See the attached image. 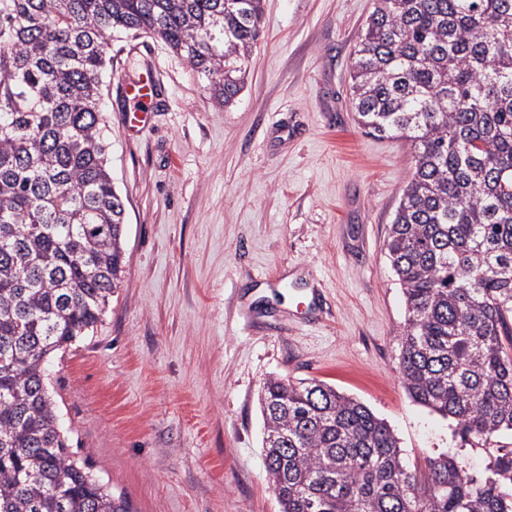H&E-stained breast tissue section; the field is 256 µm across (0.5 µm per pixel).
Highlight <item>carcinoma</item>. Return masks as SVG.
<instances>
[{"mask_svg":"<svg viewBox=\"0 0 512 512\" xmlns=\"http://www.w3.org/2000/svg\"><path fill=\"white\" fill-rule=\"evenodd\" d=\"M263 0H0V512H131L69 450L47 365L102 321L125 259L104 78L115 32L163 42L217 107L244 89ZM358 122L410 142L387 251L410 398L486 446L512 432V0H374ZM259 405L279 512H512V448L477 478L406 468L391 426L315 379Z\"/></svg>","mask_w":512,"mask_h":512,"instance_id":"1","label":"carcinoma"}]
</instances>
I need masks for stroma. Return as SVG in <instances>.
Returning a JSON list of instances; mask_svg holds the SVG:
<instances>
[{"mask_svg": "<svg viewBox=\"0 0 512 512\" xmlns=\"http://www.w3.org/2000/svg\"><path fill=\"white\" fill-rule=\"evenodd\" d=\"M373 0H264L245 87L215 107L163 43L118 35L103 88L125 201L121 281L93 335L50 364L77 458L136 512H278L262 453L264 381L317 379L394 429L408 467L488 459L399 374L405 300L387 256L414 160L349 102ZM162 86L126 132L118 87Z\"/></svg>", "mask_w": 512, "mask_h": 512, "instance_id": "35a3bbf8", "label": "stroma"}]
</instances>
